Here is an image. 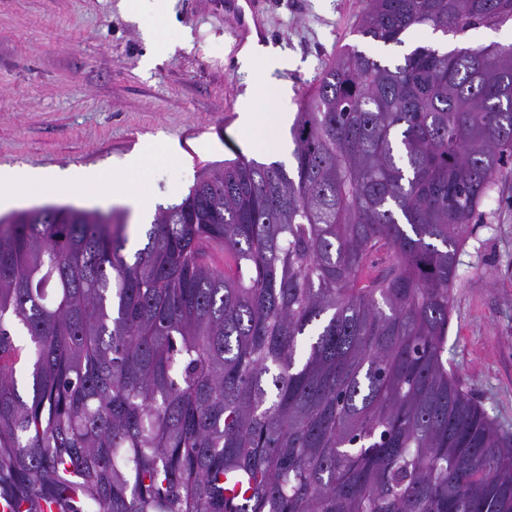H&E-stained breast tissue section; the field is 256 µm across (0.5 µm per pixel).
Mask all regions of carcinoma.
<instances>
[{"label":"carcinoma","mask_w":512,"mask_h":512,"mask_svg":"<svg viewBox=\"0 0 512 512\" xmlns=\"http://www.w3.org/2000/svg\"><path fill=\"white\" fill-rule=\"evenodd\" d=\"M508 21L367 0L359 29ZM290 134L293 172L204 168L131 263L110 214L0 219L9 512H512V437L444 360L458 252L512 175V45L344 48Z\"/></svg>","instance_id":"obj_1"}]
</instances>
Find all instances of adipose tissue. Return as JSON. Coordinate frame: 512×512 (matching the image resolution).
<instances>
[{"mask_svg": "<svg viewBox=\"0 0 512 512\" xmlns=\"http://www.w3.org/2000/svg\"><path fill=\"white\" fill-rule=\"evenodd\" d=\"M238 57L243 68L257 75L252 105L243 112L241 123L244 128L259 132L269 121L266 85L274 68L279 65L278 56L271 46L250 42L241 48ZM61 185L69 186L75 193L83 192L87 188L91 189L92 196L96 199L119 196L123 203L139 214L149 211L152 207L151 201L133 192H117L108 181L106 174L96 169L77 171L71 168H57L46 173L27 167H14L0 171V207L11 204L18 194L39 195Z\"/></svg>", "mask_w": 512, "mask_h": 512, "instance_id": "obj_1", "label": "adipose tissue"}]
</instances>
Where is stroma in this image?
Returning a JSON list of instances; mask_svg holds the SVG:
<instances>
[{"label": "stroma", "mask_w": 512, "mask_h": 512, "mask_svg": "<svg viewBox=\"0 0 512 512\" xmlns=\"http://www.w3.org/2000/svg\"><path fill=\"white\" fill-rule=\"evenodd\" d=\"M365 0H257L266 42L287 57L270 100L299 104L337 52L392 61L418 46L512 44V25L402 45L358 34ZM161 31L160 47L142 26ZM224 0H171L166 16L129 20L120 0H0V168L109 166L113 183L154 205L180 202L201 170L245 156L293 168L289 129L267 124L266 150L240 124L255 76L237 62ZM145 166H130L134 157ZM444 354L463 386L512 434V177L498 183L460 252Z\"/></svg>", "instance_id": "obj_1"}]
</instances>
